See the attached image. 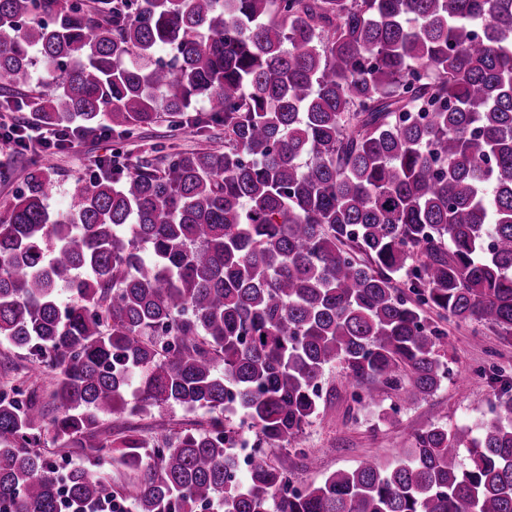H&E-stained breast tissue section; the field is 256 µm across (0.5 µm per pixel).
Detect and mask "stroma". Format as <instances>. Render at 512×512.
<instances>
[{
    "mask_svg": "<svg viewBox=\"0 0 512 512\" xmlns=\"http://www.w3.org/2000/svg\"><path fill=\"white\" fill-rule=\"evenodd\" d=\"M161 145L175 151L220 148L224 145V129L217 126L207 135L196 136L162 121L129 137L114 136L106 141L89 137L78 149H62L55 157L48 195L50 209H65L76 184L86 180L89 169L99 160L114 154L150 158L154 147ZM30 158V153L0 148V163L12 169L9 178L0 179V215L6 213L22 189ZM447 329L448 347L442 357L448 362V378L432 396L386 417L372 409L357 411L342 368L327 369L322 381L321 413L304 428L299 440L308 461L292 464V451L272 446L267 449L268 458L288 462L293 485L301 487L321 482L335 471L351 469L369 457L383 464L394 462L411 446L415 432L430 425L461 426L489 417L497 407L503 384L512 381V338L475 323H451ZM200 421V414L168 408L142 417H112L104 426L113 431L136 427L153 435L190 430Z\"/></svg>",
    "mask_w": 512,
    "mask_h": 512,
    "instance_id": "obj_1",
    "label": "stroma"
}]
</instances>
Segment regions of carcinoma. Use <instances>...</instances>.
<instances>
[{"label": "carcinoma", "instance_id": "carcinoma-1", "mask_svg": "<svg viewBox=\"0 0 512 512\" xmlns=\"http://www.w3.org/2000/svg\"><path fill=\"white\" fill-rule=\"evenodd\" d=\"M0 107L224 127L222 150L112 159L63 213L53 153L29 160L0 217V343L53 374L56 415L0 386V512H512V388L498 419L303 488L233 448L295 445L335 364L358 407L433 395L428 311L512 337V0H0ZM163 407L206 420L102 436ZM45 437L86 462L60 477Z\"/></svg>", "mask_w": 512, "mask_h": 512}]
</instances>
